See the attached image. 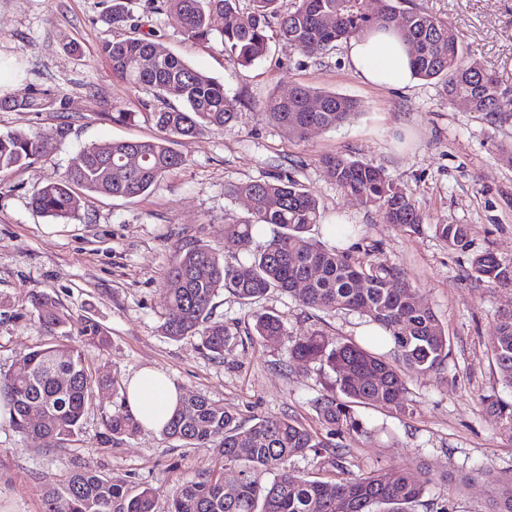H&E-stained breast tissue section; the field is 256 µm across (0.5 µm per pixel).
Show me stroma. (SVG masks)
Masks as SVG:
<instances>
[{
    "mask_svg": "<svg viewBox=\"0 0 512 512\" xmlns=\"http://www.w3.org/2000/svg\"><path fill=\"white\" fill-rule=\"evenodd\" d=\"M411 3L446 21L464 55L512 88V0ZM111 6L112 0H0V133L34 135L44 146L37 160L0 172V372L20 352L49 343L29 313L31 296L43 293L59 300L72 344L81 345L75 331L83 317L107 330V348L81 345L93 373L123 383L140 368H158L181 391L224 406L243 424L288 414L327 435L315 402L327 394L329 375L283 362L294 337L315 329L360 338V313L311 310L277 291L253 306L223 293L213 309L230 333L220 358L198 338L173 340L161 329L163 282L176 250L204 244L225 265L244 261L268 237L254 236L247 250L225 238V223L249 215L233 186L288 174L319 201L322 219L313 239L356 255L378 247L383 259L407 274L420 304L448 333L444 370L410 378L408 412L357 408L372 435L345 439L343 469L358 475L403 465L445 473L448 482L428 485L416 512L434 505L486 512L492 487L512 470V421L487 407L491 398L512 405V389L501 383L489 349L494 316L512 307V288L479 285L470 277V259L491 252L512 262V168L495 155L496 146L512 144V120L490 124L449 100L437 81L369 85L343 43L315 59L275 42L266 59L244 67L225 54L219 38L182 34L168 18L166 0H131V28L108 24ZM136 29L222 82L239 102L238 121L176 142L183 166L141 197L91 198L67 222L36 213L32 191L75 164L86 147L156 136L147 115L163 101L113 75L100 52L104 40ZM297 84L351 97L360 109L341 126L297 139L258 110L270 95ZM25 88L38 92L39 110L8 106ZM115 108L131 113V121L112 122L107 113ZM336 153L383 168L417 202L422 224L385 223L380 213L341 193L319 163ZM439 224L468 225L466 246L449 248L435 231ZM257 310L283 315L286 336L273 344L251 336ZM125 412L123 390L95 392L80 442L50 454L1 424L0 512H43L46 483L64 479L79 460L132 490L158 489L157 512H167L176 485L214 468L209 449L188 448L158 432L104 442L107 418ZM464 476L470 484H461Z\"/></svg>",
    "mask_w": 512,
    "mask_h": 512,
    "instance_id": "stroma-1",
    "label": "stroma"
}]
</instances>
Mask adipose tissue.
I'll list each match as a JSON object with an SVG mask.
<instances>
[{
	"label": "adipose tissue",
	"mask_w": 512,
	"mask_h": 512,
	"mask_svg": "<svg viewBox=\"0 0 512 512\" xmlns=\"http://www.w3.org/2000/svg\"><path fill=\"white\" fill-rule=\"evenodd\" d=\"M347 55L356 71L372 84L400 86L412 76L404 44L388 29H376L365 38L351 40ZM179 396L170 378L153 367L134 372L124 392L128 412L142 429L154 432L167 424Z\"/></svg>",
	"instance_id": "1"
}]
</instances>
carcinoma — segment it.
<instances>
[{
    "label": "carcinoma",
    "mask_w": 512,
    "mask_h": 512,
    "mask_svg": "<svg viewBox=\"0 0 512 512\" xmlns=\"http://www.w3.org/2000/svg\"><path fill=\"white\" fill-rule=\"evenodd\" d=\"M172 22L189 38L207 40L218 34L224 52L242 63L266 57L271 40L291 51L317 57L376 25L393 28L409 45L413 74L442 82L449 100L470 98L473 111L494 123L512 112V89L473 58L463 56L460 43L448 39V25L435 15L403 7L405 0H292L288 11L280 0H250L243 11L239 0H166ZM222 26L213 28V19ZM157 45L146 37L105 40L101 51L112 72L136 89L178 107L150 113L158 136L152 140H120L87 147L79 162L33 190L36 211L55 219L78 215L80 193L134 199L157 187L179 168L183 159L173 148L177 139L198 136L206 127H224L238 119V101L224 84L168 52L153 58ZM316 100L318 109L306 104ZM19 109L36 110L37 93L25 90L11 99ZM359 103L346 96L316 91L303 85L288 94L271 96L261 105L264 115L294 137L311 129L336 128L358 111ZM41 155L35 136L0 133V172L21 167ZM320 163L339 191L361 206L380 212L388 224L422 223L418 205L407 190L375 165L342 154L324 155ZM249 200L251 216L224 225V235L247 247L253 234L265 228L272 237L260 251L236 266L206 245L180 250L169 267L164 287L171 313L161 325L173 340L197 336L213 355L224 356L229 332L213 318V301L227 291L244 304H255L269 291L295 297L307 308L352 310L366 323L389 335L388 354L380 352L381 336L332 339L320 330L298 337L288 350L285 365L298 361L317 364L331 373L329 393L316 400L315 410L329 435L344 437L367 432L354 407L374 406L390 412L409 410L408 379L436 373L448 359V333L435 313L417 305V288L404 271L381 259L373 249L353 256L325 248L311 236L321 218L317 198L290 175L252 180L232 189ZM436 232L452 248L465 245V224H438ZM470 275L488 288L512 287V263L492 253L472 258ZM30 315L59 342L16 356L11 369L0 373V393L10 398L14 428L28 436L53 441L49 451L77 441L81 422L94 391L116 387L107 375H94L81 350L64 343L67 321L58 302L45 294L31 300ZM252 334L265 342L286 335L284 317L257 311ZM79 336L86 345L105 348L107 331L96 321L81 322ZM491 352L503 384L512 388V308L499 312L491 337ZM33 408L49 411L42 424H31ZM108 441L135 434L138 422L129 414L109 419ZM166 438L193 448L212 450L220 468L200 480L175 488L168 512H414L426 485L448 476H435L408 467L379 469L325 481L288 469L295 457L329 455L327 463L342 460L340 445L324 439L289 415L257 419L249 427L202 396L181 399L167 425ZM238 468V480L224 485V467ZM272 480L261 485L256 473ZM157 491L133 493L90 465L77 464L66 479L46 484L44 512H155ZM488 512H512V471L503 476L489 496Z\"/></svg>",
    "instance_id": "cac0c4a2"
}]
</instances>
